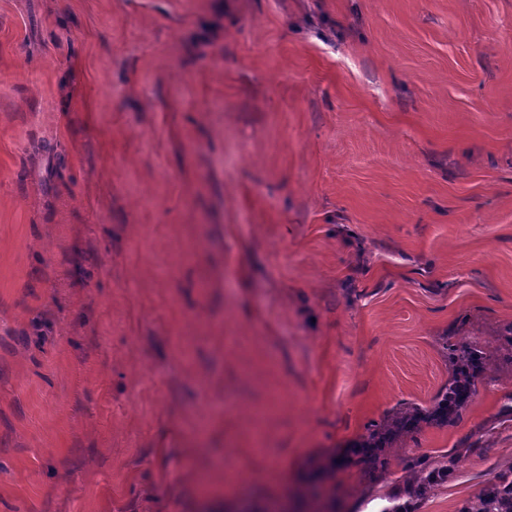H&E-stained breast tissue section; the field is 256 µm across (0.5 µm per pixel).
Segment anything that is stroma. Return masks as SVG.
Instances as JSON below:
<instances>
[{"label":"stroma","instance_id":"obj_1","mask_svg":"<svg viewBox=\"0 0 512 512\" xmlns=\"http://www.w3.org/2000/svg\"><path fill=\"white\" fill-rule=\"evenodd\" d=\"M512 0H0V512H265L512 470ZM451 373L448 383L438 392L430 409L407 407L372 425L367 436L356 442L350 456L334 460L336 465H355L366 474L385 473L389 467V451L395 444L419 430L422 423L448 425L464 409L475 394L476 380L483 373L488 356L477 345H454L449 352ZM408 471L411 472V479L407 484L410 487L411 502L407 505L398 504L382 512H415L413 505L425 498L432 486L448 479V465L435 467L426 463H413L409 465Z\"/></svg>","mask_w":512,"mask_h":512}]
</instances>
